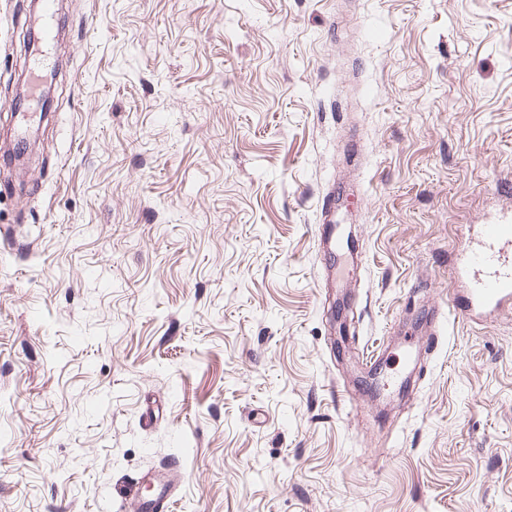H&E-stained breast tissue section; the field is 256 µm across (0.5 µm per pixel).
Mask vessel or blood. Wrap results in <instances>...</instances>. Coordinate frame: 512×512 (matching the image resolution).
Wrapping results in <instances>:
<instances>
[{
	"mask_svg": "<svg viewBox=\"0 0 512 512\" xmlns=\"http://www.w3.org/2000/svg\"><path fill=\"white\" fill-rule=\"evenodd\" d=\"M335 192L325 194L317 234L324 249L344 251L343 230L334 216ZM456 278L466 293L457 308L466 319L484 317L512 308V214H502L479 226L474 245L456 264ZM185 471L178 458L142 470L125 491L118 512H171L178 502Z\"/></svg>",
	"mask_w": 512,
	"mask_h": 512,
	"instance_id": "vessel-or-blood-1",
	"label": "vessel or blood"
}]
</instances>
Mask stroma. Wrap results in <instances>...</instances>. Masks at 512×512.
Here are the masks:
<instances>
[{
  "mask_svg": "<svg viewBox=\"0 0 512 512\" xmlns=\"http://www.w3.org/2000/svg\"><path fill=\"white\" fill-rule=\"evenodd\" d=\"M31 13L0 0V512H111L165 456L173 512H512V310L428 316L512 209V0H58L37 52ZM337 188H333L325 194L321 204V219L317 224V234L323 249L330 251V254L336 255V250L343 253L345 250L343 240V230L341 224H336L334 216L336 208L334 203L336 201Z\"/></svg>",
  "mask_w": 512,
  "mask_h": 512,
  "instance_id": "35a3bbf8",
  "label": "stroma"
}]
</instances>
